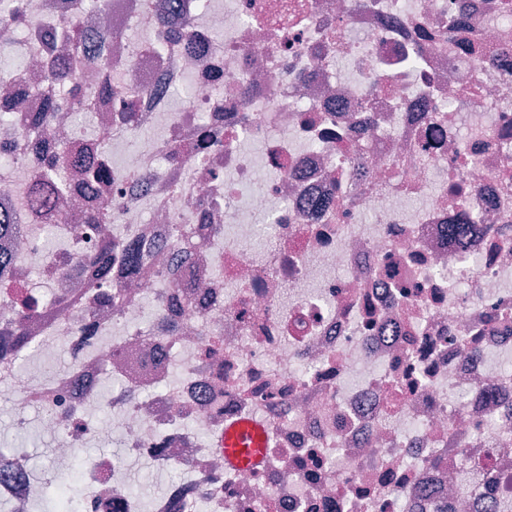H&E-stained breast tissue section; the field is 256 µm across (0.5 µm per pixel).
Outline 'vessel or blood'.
Here are the masks:
<instances>
[{
	"mask_svg": "<svg viewBox=\"0 0 512 512\" xmlns=\"http://www.w3.org/2000/svg\"><path fill=\"white\" fill-rule=\"evenodd\" d=\"M267 433L260 421L244 418L225 424L219 439L224 465L233 471L254 470L266 461Z\"/></svg>",
	"mask_w": 512,
	"mask_h": 512,
	"instance_id": "b4317fda",
	"label": "vessel or blood"
}]
</instances>
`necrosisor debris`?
<instances>
[{
  "mask_svg": "<svg viewBox=\"0 0 512 512\" xmlns=\"http://www.w3.org/2000/svg\"><path fill=\"white\" fill-rule=\"evenodd\" d=\"M181 0L163 54L152 0H23L20 72L0 74V211L21 232L0 323L31 284L63 303L31 317L48 376L0 361L16 421L47 413L53 467L84 463L80 512H505L512 504V0ZM112 25L96 49L88 143L46 71L78 62L57 25ZM189 85V103L171 99ZM134 107L126 121L122 103ZM159 128L161 139L129 142ZM106 164L33 213L25 192L59 145ZM112 205V236L157 262L87 274L104 236L82 214ZM476 223L465 242L453 224ZM121 292L119 306L105 307ZM155 312L145 318L146 301ZM181 377L169 383L173 366ZM122 383L101 396L102 370ZM108 417L96 419L95 410ZM261 421L259 470L230 471L226 422ZM466 456H459V449ZM179 470L127 495L129 460ZM120 450V442L118 434L109 435L94 440L86 447L75 448L74 455L78 462L86 459L98 452L105 451L109 453L118 452Z\"/></svg>",
  "mask_w": 512,
  "mask_h": 512,
  "instance_id": "necrosis-or-debris-1",
  "label": "necrosis or debris"
}]
</instances>
